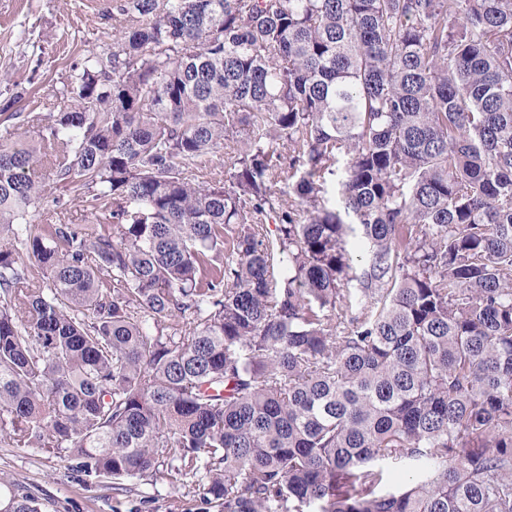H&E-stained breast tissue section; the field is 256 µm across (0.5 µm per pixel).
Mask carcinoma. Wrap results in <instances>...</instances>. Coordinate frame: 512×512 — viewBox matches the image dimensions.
<instances>
[{
  "label": "carcinoma",
  "instance_id": "cac0c4a2",
  "mask_svg": "<svg viewBox=\"0 0 512 512\" xmlns=\"http://www.w3.org/2000/svg\"><path fill=\"white\" fill-rule=\"evenodd\" d=\"M114 9L0 140V443L203 512H512V0ZM44 164L112 232L37 223Z\"/></svg>",
  "mask_w": 512,
  "mask_h": 512
}]
</instances>
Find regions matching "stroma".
<instances>
[{
    "instance_id": "1",
    "label": "stroma",
    "mask_w": 512,
    "mask_h": 512,
    "mask_svg": "<svg viewBox=\"0 0 512 512\" xmlns=\"http://www.w3.org/2000/svg\"><path fill=\"white\" fill-rule=\"evenodd\" d=\"M115 0H0V127L14 111L49 115L54 95L73 66L89 53L110 54L118 39ZM97 208L87 192L47 180L36 219L42 224H91ZM16 480L44 505V512H176L187 487L144 478L126 490L82 475L34 447L0 444V476Z\"/></svg>"
}]
</instances>
